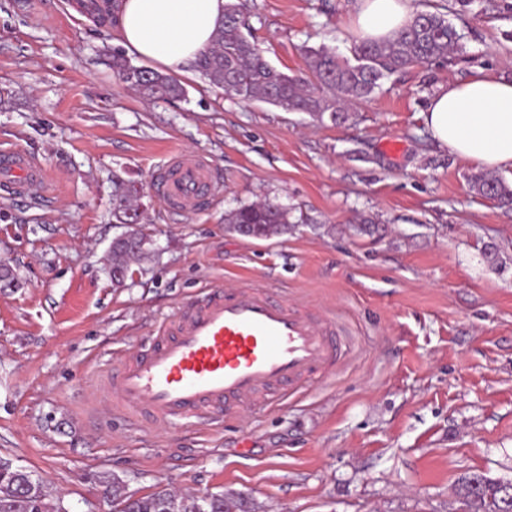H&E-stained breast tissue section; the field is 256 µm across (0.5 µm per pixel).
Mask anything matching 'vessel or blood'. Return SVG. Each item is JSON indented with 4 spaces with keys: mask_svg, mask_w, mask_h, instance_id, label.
<instances>
[{
    "mask_svg": "<svg viewBox=\"0 0 512 512\" xmlns=\"http://www.w3.org/2000/svg\"><path fill=\"white\" fill-rule=\"evenodd\" d=\"M47 180L23 150L0 148V189L28 194ZM169 209L194 212L219 192L197 154H174L156 184ZM343 344L332 326L268 288L213 286L159 325L151 346L97 380L112 408L137 423H200L234 418L304 390L332 373Z\"/></svg>",
    "mask_w": 512,
    "mask_h": 512,
    "instance_id": "b4317fda",
    "label": "vessel or blood"
}]
</instances>
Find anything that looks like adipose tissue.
<instances>
[{"label": "adipose tissue", "mask_w": 512, "mask_h": 512, "mask_svg": "<svg viewBox=\"0 0 512 512\" xmlns=\"http://www.w3.org/2000/svg\"><path fill=\"white\" fill-rule=\"evenodd\" d=\"M416 0H355L352 26L386 40L416 15ZM224 0H114L108 26L116 44L175 74L194 70L211 46ZM436 145L493 170L512 169V79L483 74L437 87L423 113Z\"/></svg>", "instance_id": "ef3b65f1"}]
</instances>
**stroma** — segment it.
<instances>
[{
    "instance_id": "stroma-1",
    "label": "stroma",
    "mask_w": 512,
    "mask_h": 512,
    "mask_svg": "<svg viewBox=\"0 0 512 512\" xmlns=\"http://www.w3.org/2000/svg\"><path fill=\"white\" fill-rule=\"evenodd\" d=\"M87 2L0 0V146L48 174L0 192V261L17 278L0 288V457L68 512H112L100 472L126 495L224 493L251 512H474L463 476L512 479V208L471 191L478 165L435 145L421 114L438 84L512 79V0H417L447 14L460 52L392 76L337 125L195 72L186 98L147 101L113 77ZM255 2L251 34L280 70L304 71L306 46L352 58L354 0ZM178 151L204 156L223 192L184 214L150 196L146 251L114 283L112 178L152 188ZM259 199L287 207L288 234L228 231L225 212ZM255 281L335 321L350 347L337 371L205 426H137L93 387L203 285Z\"/></svg>"
}]
</instances>
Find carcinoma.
Segmentation results:
<instances>
[{"label":"carcinoma","instance_id":"cac0c4a2","mask_svg":"<svg viewBox=\"0 0 512 512\" xmlns=\"http://www.w3.org/2000/svg\"><path fill=\"white\" fill-rule=\"evenodd\" d=\"M249 0H226L224 15L211 47L202 54L196 71L211 86L243 102L259 101L288 112H308L318 118L329 114L335 122L353 106L369 99L382 81L413 66L444 59L461 47V35L439 12L422 11L391 39L363 40L350 61L330 49H304L306 73L289 75L272 65L255 42L250 40ZM112 73L126 87L147 99H174L187 95L176 78L137 66L121 51L112 52ZM471 190L502 206L512 207V185L503 178L482 172L470 178ZM145 210L139 183L133 179L113 180L112 215L121 224L139 223ZM224 223L245 224L256 239L287 234L292 225L288 209L271 201L244 204L228 212ZM96 481L112 495L113 512H233L236 502L218 493L204 506L195 498L170 490L140 497L122 495L117 482L104 475ZM463 498L478 512H512V490L483 473L462 480ZM0 512H66L63 500L49 499L33 478L22 470L0 476Z\"/></svg>","mask_w":512,"mask_h":512}]
</instances>
